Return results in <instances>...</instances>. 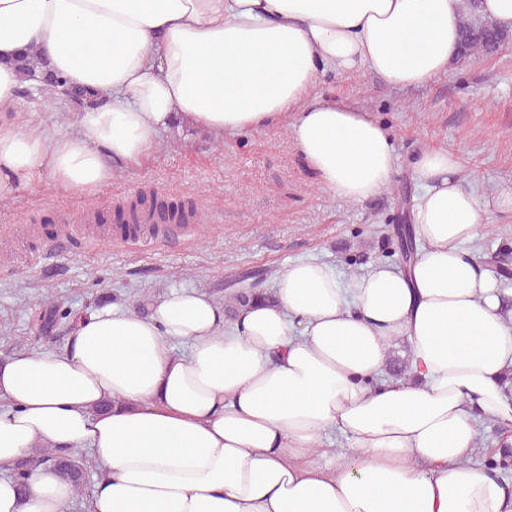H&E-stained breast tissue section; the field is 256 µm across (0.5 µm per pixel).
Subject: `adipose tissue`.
Listing matches in <instances>:
<instances>
[{
    "instance_id": "adipose-tissue-1",
    "label": "adipose tissue",
    "mask_w": 512,
    "mask_h": 512,
    "mask_svg": "<svg viewBox=\"0 0 512 512\" xmlns=\"http://www.w3.org/2000/svg\"><path fill=\"white\" fill-rule=\"evenodd\" d=\"M460 27V0H0V192L45 179L95 195L179 117L217 140L288 127L327 193L364 201L397 172L393 137L319 100V77L426 85ZM25 47L97 93L77 131L11 121ZM410 168L409 270L299 260L274 301L231 318L174 288L0 362V469L36 446L86 451L102 474L90 512H512V489L468 462L481 420L512 429L508 294L474 247L512 221V185L478 193L441 147ZM401 341L408 373L385 376ZM332 434L347 447H324ZM73 496L46 465L24 496L0 478V512H69Z\"/></svg>"
}]
</instances>
